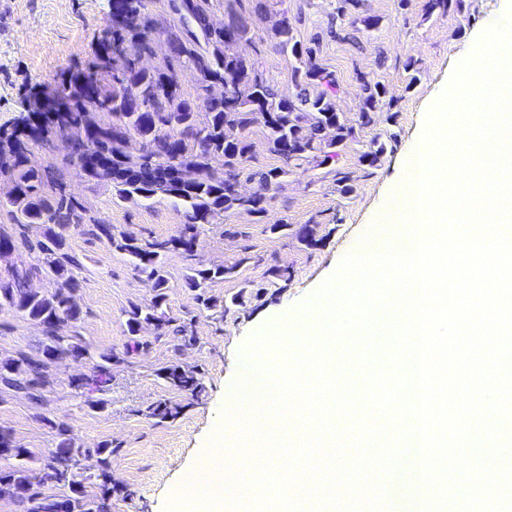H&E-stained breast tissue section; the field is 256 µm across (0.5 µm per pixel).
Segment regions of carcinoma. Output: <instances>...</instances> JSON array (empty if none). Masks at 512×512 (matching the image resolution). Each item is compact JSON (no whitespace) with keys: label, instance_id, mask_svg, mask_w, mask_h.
<instances>
[{"label":"carcinoma","instance_id":"carcinoma-1","mask_svg":"<svg viewBox=\"0 0 512 512\" xmlns=\"http://www.w3.org/2000/svg\"><path fill=\"white\" fill-rule=\"evenodd\" d=\"M181 28L170 31L147 12L145 0H113L112 39L99 43L94 71L70 74L63 90L30 102L9 132H0V175L14 183L13 194L0 206H9L15 223L41 224L48 243L38 242L44 252L45 274L56 284L51 295L28 288L36 267H15L8 278H0V310L6 309L39 323L46 342L40 355L19 352L0 359V386L24 390L39 401L48 384L50 364L63 359H89L92 374L78 386L99 389L112 378V366L144 348L138 340L144 323L168 326L161 312L166 302L163 259L170 252L191 256L197 245V225L229 211H244L262 218L270 200L268 191L278 186L291 169L309 158L326 164L332 159L328 148L346 141L353 127L336 112L333 98L340 91L335 73L317 61L319 40L295 39L288 19L279 21L275 36L291 63V81L296 93L281 94L264 77L255 62L238 52L253 38L249 16L234 9L224 23L210 22L212 0H171ZM166 34L163 63L152 70L136 67L128 58L125 41L150 52L157 36ZM194 68L201 76L196 101L184 98L173 70V62ZM220 85L224 91L215 94ZM363 106L360 123L371 122V113L382 103L387 90L379 81L361 84ZM204 119L198 118V104ZM254 125L265 130L269 151L282 165L266 172L250 173L246 162L252 143L245 132ZM332 138H327V132ZM62 134L71 144L69 165L85 173L89 181L112 186L123 200L172 198L184 207L188 223L180 233L163 241L142 243L136 238H116L112 225H100L108 241L135 260V268L154 281L151 303L135 306L128 314L130 343L122 354L103 349L94 354L78 336H59V323H75L80 308L75 299L78 283L72 269L78 260L64 252L63 230L82 220L86 207L65 192V173H42L28 164V147ZM141 143V153L128 150L131 138ZM258 184L255 194L245 197L237 189L241 177ZM234 272V267L215 265L195 269L187 285L205 308L216 303L206 294V283ZM166 383L178 390L200 392L202 383L179 366L164 372ZM59 441L50 452L48 468L69 494L59 499L45 495L32 482L22 461L33 452L18 445L11 434L0 431V457L17 464L0 470V494L7 493L26 506V512H104L85 493L75 478L80 451L75 449L68 429L58 426Z\"/></svg>","mask_w":512,"mask_h":512}]
</instances>
